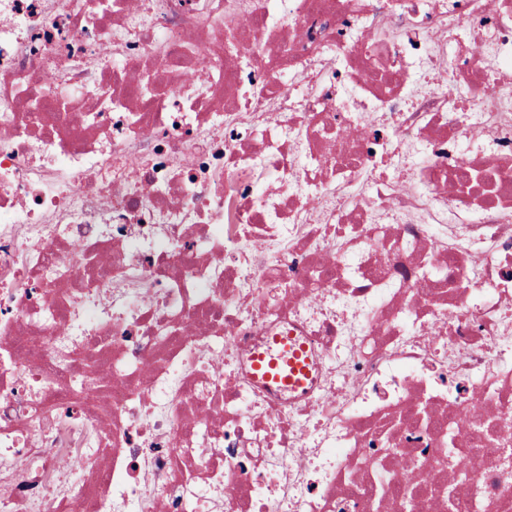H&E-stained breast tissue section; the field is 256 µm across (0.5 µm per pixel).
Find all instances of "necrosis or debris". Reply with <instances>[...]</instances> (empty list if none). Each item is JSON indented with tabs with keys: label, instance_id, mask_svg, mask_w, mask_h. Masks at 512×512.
I'll return each mask as SVG.
<instances>
[{
	"label": "necrosis or debris",
	"instance_id": "obj_1",
	"mask_svg": "<svg viewBox=\"0 0 512 512\" xmlns=\"http://www.w3.org/2000/svg\"><path fill=\"white\" fill-rule=\"evenodd\" d=\"M3 350L0 512H512V0H0Z\"/></svg>",
	"mask_w": 512,
	"mask_h": 512
}]
</instances>
